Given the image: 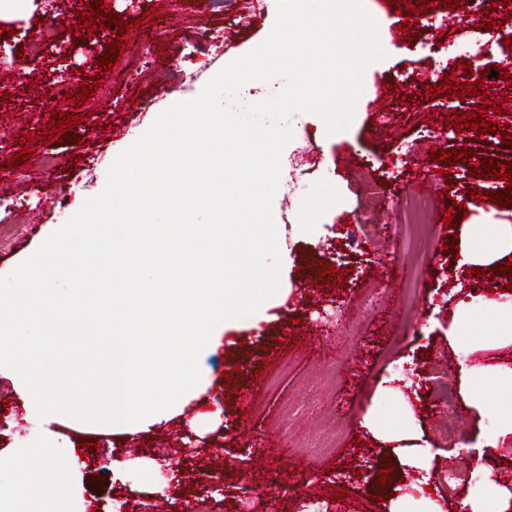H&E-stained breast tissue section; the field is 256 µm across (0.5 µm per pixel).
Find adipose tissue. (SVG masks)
Wrapping results in <instances>:
<instances>
[{"instance_id": "adipose-tissue-1", "label": "adipose tissue", "mask_w": 512, "mask_h": 512, "mask_svg": "<svg viewBox=\"0 0 512 512\" xmlns=\"http://www.w3.org/2000/svg\"><path fill=\"white\" fill-rule=\"evenodd\" d=\"M460 252L464 262L488 265L512 260V224H482L463 227ZM450 338L466 335L474 324H486V334L494 347L512 345V306H505L483 295L457 303L451 313Z\"/></svg>"}]
</instances>
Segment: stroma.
<instances>
[{"label": "stroma", "mask_w": 512, "mask_h": 512, "mask_svg": "<svg viewBox=\"0 0 512 512\" xmlns=\"http://www.w3.org/2000/svg\"><path fill=\"white\" fill-rule=\"evenodd\" d=\"M94 0H56L52 17H43L36 0L23 11L0 16V54L15 58L0 68V160L13 158L19 136L30 139L32 157L15 169L0 170V181L17 184L0 193V225L25 214L29 224L0 245V271L13 270L61 227L83 202L98 195L115 157L133 145L173 104L197 98L206 83L232 60L269 35L277 0H224L220 12L208 0H107L108 8L137 20L127 31V50L102 77L103 88L89 102L66 98L84 75H99L96 62L103 46L87 49L73 43L71 27ZM379 26L384 60L364 74V90L355 115L343 131L327 133L322 119L296 113L289 119L292 141L280 158L282 182L272 202L274 223L282 227L279 254L292 288L287 303L273 309L260 330L236 331L231 342L211 350L202 361L208 389L167 422L123 437L89 435L95 452L81 462L84 497L95 512H108L113 500L127 502L130 512H197L206 497L207 512H298L300 499L315 494L333 501L334 512H389L390 498L403 500L405 512H464L467 497L486 491L487 479L465 482L449 478L451 469L474 459L497 418L489 405H462L455 433H447L444 406L430 400L441 374L460 392L461 364H483L497 357L480 336L460 341L448 337L450 313L469 292L504 293L506 277L476 276L446 248L453 229L443 222L462 190H503L507 180L472 176L478 156L504 157L499 133L473 139L475 156L441 176L432 158L414 156L416 145L449 150L459 135L446 134L444 117L476 112L489 103L488 121L507 123L494 111L512 100V78H485L482 96L460 101L438 93L425 101L410 94L412 84L443 82L458 61L483 50L484 66L512 69V49L502 43L501 27L469 29L459 34L447 9L435 8L410 26L408 41L393 30L405 23L387 0H363ZM156 10L158 21L143 20ZM53 28V42L29 59L27 48L35 25ZM13 34H6V27ZM410 103H402L403 95ZM78 113V145L44 144L41 134L53 112ZM113 126L116 135L99 138L97 129ZM425 188L434 197L429 217L431 252L420 268L408 263L399 244L400 204ZM345 271L335 282L326 264ZM418 277L420 319L402 321L401 299L411 277ZM344 325H337V315ZM335 372L336 386L326 375ZM348 423L344 438L317 462L299 453L315 434L328 403ZM394 416L408 424L431 454L423 467L403 465L362 424L368 412ZM40 424L27 418L9 373H0V452L13 442L38 435ZM149 463L151 491L137 477L97 480L112 460ZM390 469L391 481L377 473ZM223 475L224 489L210 482ZM428 479L431 492H415ZM347 490L334 500L335 489Z\"/></svg>", "instance_id": "1"}]
</instances>
